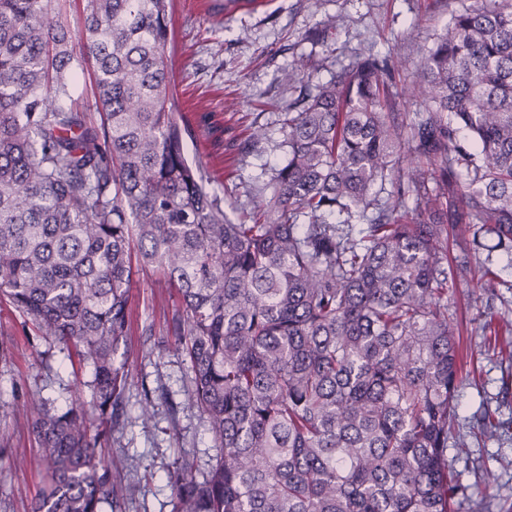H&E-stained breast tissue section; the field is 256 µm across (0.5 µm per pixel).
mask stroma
Segmentation results:
<instances>
[{
	"mask_svg": "<svg viewBox=\"0 0 512 512\" xmlns=\"http://www.w3.org/2000/svg\"><path fill=\"white\" fill-rule=\"evenodd\" d=\"M471 2L266 0L224 11L218 0H173L168 53L174 97L190 132L188 155L202 156L210 190L249 203L286 152L276 114L300 95L281 81L291 63L305 60L306 75L325 82L363 58H400V78L411 81L424 50ZM254 123L266 128L267 137L252 147L246 140ZM489 258L500 281L495 295L463 282L448 295L460 324L465 376L454 397L456 436L448 441L453 469L468 488L455 512L512 508V438L488 440L477 432L487 411L512 422V356L490 350L480 329L487 312L512 321V257L496 248ZM131 296L130 377L120 421L104 448L131 471L126 512H173L168 476L176 459L190 456L202 475L217 450L207 420L188 402V363L165 320L178 305L175 288L139 274ZM0 339L12 344L10 355L0 359V512H30L42 465L24 406L33 397L60 410L89 402L92 370H72L64 343L41 336L5 305ZM147 402L154 417L146 423L140 413Z\"/></svg>",
	"mask_w": 512,
	"mask_h": 512,
	"instance_id": "stroma-1",
	"label": "stroma"
}]
</instances>
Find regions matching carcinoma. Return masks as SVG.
Wrapping results in <instances>:
<instances>
[{"mask_svg": "<svg viewBox=\"0 0 512 512\" xmlns=\"http://www.w3.org/2000/svg\"><path fill=\"white\" fill-rule=\"evenodd\" d=\"M52 13L0 0V298L93 380L88 409L30 402L31 512H126L131 473L98 448L135 265L177 288L188 400L218 448L200 479L177 462L174 512H451L448 293L471 269L449 265L448 234L512 253V0L454 14L401 89L398 63L366 58L286 105L287 156L235 219L185 155L169 0H87L77 53ZM87 60L98 123L63 105ZM511 428L483 416L489 437Z\"/></svg>", "mask_w": 512, "mask_h": 512, "instance_id": "obj_1", "label": "carcinoma"}]
</instances>
